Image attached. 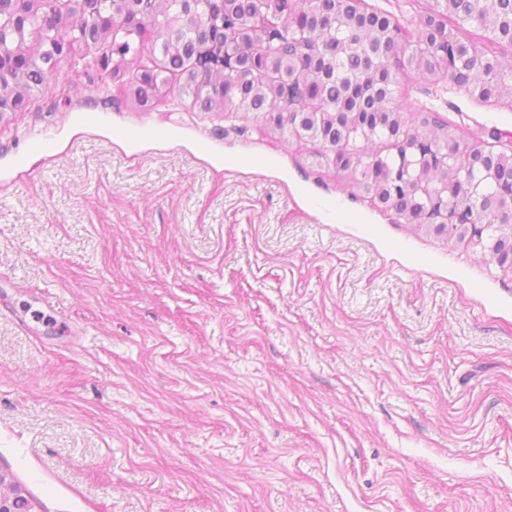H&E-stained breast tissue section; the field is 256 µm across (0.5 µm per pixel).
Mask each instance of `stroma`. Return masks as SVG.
Returning <instances> with one entry per match:
<instances>
[{"label":"stroma","mask_w":512,"mask_h":512,"mask_svg":"<svg viewBox=\"0 0 512 512\" xmlns=\"http://www.w3.org/2000/svg\"><path fill=\"white\" fill-rule=\"evenodd\" d=\"M416 41L435 0H356ZM0 116V473L30 512H512V271L144 51ZM461 145L512 97L404 68Z\"/></svg>","instance_id":"obj_1"}]
</instances>
